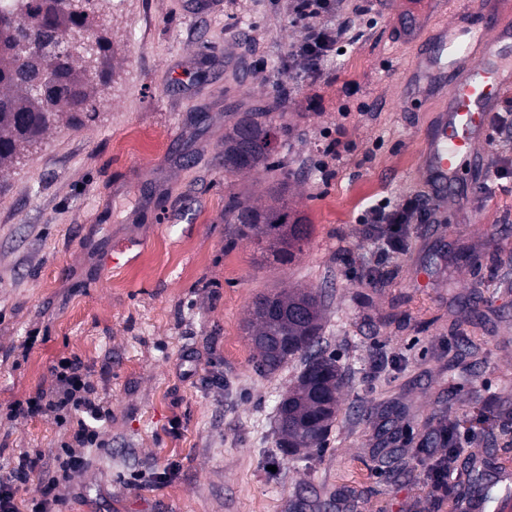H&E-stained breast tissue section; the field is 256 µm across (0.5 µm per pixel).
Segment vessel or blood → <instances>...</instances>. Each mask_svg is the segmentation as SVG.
Returning <instances> with one entry per match:
<instances>
[{
    "label": "vessel or blood",
    "instance_id": "obj_1",
    "mask_svg": "<svg viewBox=\"0 0 512 512\" xmlns=\"http://www.w3.org/2000/svg\"><path fill=\"white\" fill-rule=\"evenodd\" d=\"M446 0H406L404 22L397 28L415 39L424 10ZM495 0H472L470 11L454 14L432 38L417 49L412 72L415 91H439L445 107L423 144L421 179L436 202H443L464 169L483 160L488 129L501 93L512 87V30L499 28Z\"/></svg>",
    "mask_w": 512,
    "mask_h": 512
}]
</instances>
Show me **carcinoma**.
Wrapping results in <instances>:
<instances>
[{"instance_id": "1", "label": "carcinoma", "mask_w": 512, "mask_h": 512, "mask_svg": "<svg viewBox=\"0 0 512 512\" xmlns=\"http://www.w3.org/2000/svg\"><path fill=\"white\" fill-rule=\"evenodd\" d=\"M112 0H11L0 8V166L13 163L20 148L35 147L51 126L78 129L96 119L102 104L100 89L109 85L112 44L91 30L101 25L99 11ZM93 35V47L64 50L67 34ZM41 68L59 79L55 96L41 97L30 85ZM272 126L245 113L224 134V169L243 171L278 166ZM286 186L275 189L280 206L261 209L236 195L224 201V223L236 234L267 250L285 264L310 235V225L290 211ZM322 295L297 289L260 294L250 307L245 326L256 349V367L271 374L300 357L303 369L278 405V447L298 457L309 448L321 449L336 421L342 386L336 356L321 346ZM490 413L512 414V402L500 396L475 398ZM457 422L453 409L441 412L429 436L448 449V464L461 456L454 443Z\"/></svg>"}]
</instances>
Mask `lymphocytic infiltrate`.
I'll list each match as a JSON object with an SVG mask.
<instances>
[{
  "label": "lymphocytic infiltrate",
  "mask_w": 512,
  "mask_h": 512,
  "mask_svg": "<svg viewBox=\"0 0 512 512\" xmlns=\"http://www.w3.org/2000/svg\"><path fill=\"white\" fill-rule=\"evenodd\" d=\"M338 8V0H289L291 24L299 29L300 39L288 51L289 62L306 64L312 77H321L320 62L358 40L350 23L326 25ZM432 210L426 198L414 196L400 201L383 199L369 207L359 218L363 224L428 223ZM54 382L52 393H37L25 401L11 405V416L35 417L46 409L74 414L77 429L74 442L56 457L59 477L48 481L39 496L19 498L18 492L33 475L43 473L46 466L42 453L19 454L8 473L0 477V512H60L64 491L74 474L84 472L89 461L86 449L98 446V425L109 420L111 412L96 394L91 373L80 357L73 356L51 365Z\"/></svg>",
  "instance_id": "f902f5d3"
}]
</instances>
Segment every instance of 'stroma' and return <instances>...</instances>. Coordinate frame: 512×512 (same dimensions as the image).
<instances>
[{"label": "stroma", "instance_id": "35a3bbf8", "mask_svg": "<svg viewBox=\"0 0 512 512\" xmlns=\"http://www.w3.org/2000/svg\"><path fill=\"white\" fill-rule=\"evenodd\" d=\"M192 2L104 10L112 84L97 119L48 130L0 172V472L71 442V416L9 407L76 355L112 416L62 512H450L424 475L442 408L512 467V420L481 421L473 404L512 396V192L478 190L512 142L488 143L483 170L375 266L358 218L419 194L438 108L407 97L413 44L367 0H342L362 37L315 80L288 66L286 0ZM274 101L278 167L225 171L227 128ZM329 129L350 151L323 155ZM282 183L311 226L286 264L224 221L229 194L267 204ZM292 287L325 294L321 336L344 372L324 450L298 462L276 446L275 414L302 361L259 373L243 332L257 294ZM387 439L402 468L382 465Z\"/></svg>", "mask_w": 512, "mask_h": 512}]
</instances>
